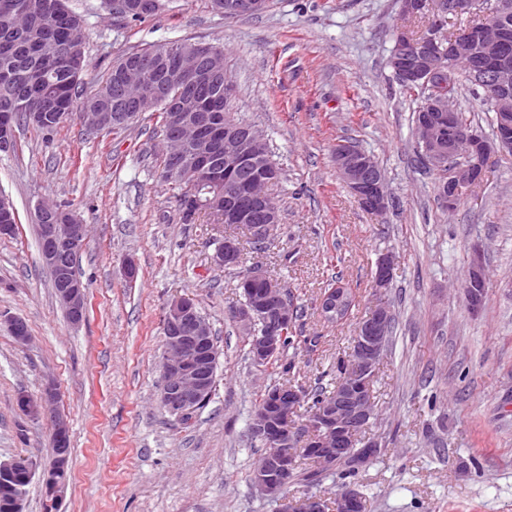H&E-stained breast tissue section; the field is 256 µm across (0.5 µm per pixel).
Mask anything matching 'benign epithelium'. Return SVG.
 Listing matches in <instances>:
<instances>
[{
  "label": "benign epithelium",
  "instance_id": "obj_1",
  "mask_svg": "<svg viewBox=\"0 0 512 512\" xmlns=\"http://www.w3.org/2000/svg\"><path fill=\"white\" fill-rule=\"evenodd\" d=\"M479 7L480 0H400L403 18L423 14L433 19V24L418 37L406 27L400 29L391 64L401 81L422 85L451 81L459 76L451 64L458 59L472 58L474 42L481 41L485 47L484 56L466 77L477 85L489 83L495 89L498 130L494 142L473 127L460 132L456 122L457 100L453 97L440 98L431 104L434 111L448 113V123L416 125L418 140L441 175L438 200L446 210L454 209L463 190L481 178L491 145L512 152V55L507 51L512 30L507 24L499 23L475 36L466 33L453 38L447 37L443 30L445 15L472 14ZM195 63L207 81L220 83L225 79L221 58L211 56L203 61L197 57ZM138 73L139 65L135 64L119 81V104L124 107L141 105L139 92L132 90ZM258 133L257 128L240 124L225 127L206 113H197L190 118L183 112L174 111L170 113L163 139L180 137L205 144L190 163L179 153L168 157L169 175L184 181L193 182L212 170L214 147L222 144L234 150L239 164L225 169V192L205 201L191 196L187 206L209 215L218 231L240 226L250 237L266 242L273 236L279 217L268 209L258 185L269 187L274 182V175L261 182L241 164L255 146ZM14 136L15 126L9 116L0 115V149L9 148ZM336 169L363 210L376 213L387 207L386 179L370 155L348 144L336 152ZM35 216L42 243L41 259L54 274L57 301L69 315V322L79 325L86 319V291L82 279L74 274V265L86 242L87 225L81 223L73 211L49 201L37 205ZM12 217L10 202L0 199L1 235L12 233ZM240 260L237 237L228 232L220 235L212 255L214 265L236 266ZM393 269L394 259L387 254L379 261L374 274L376 290L388 285ZM237 288L247 297V304L237 310L236 320L251 333L249 355L254 365L262 368L282 351L288 330L294 323L295 304L286 297L284 289L258 267L252 268ZM463 291L468 308L479 310L487 292V280L480 261L470 264ZM352 303V296L345 289L331 290L320 303V314L324 321L335 323L348 315ZM389 326L390 311L384 305L375 306L358 323L348 374L336 388L333 399L321 404L302 423L294 421L300 393L290 386L267 388L264 405L253 417L250 432L253 438L264 441L268 447V462L253 470L251 482L267 497L280 503L279 512H364L362 495L350 486L338 493L334 506L317 494L288 502L283 499V492L291 483L298 455L307 453L322 467L334 469L339 460L351 453L350 434L366 428L374 418L372 384L376 366L385 351ZM5 327L18 342L29 340L24 320L9 317ZM164 327L166 342L160 400L170 414L186 417L212 397L219 350L212 344L209 322L199 313L191 297H178L167 303ZM55 398V389L50 386L38 401L20 395L19 404L40 414ZM53 424L56 468L65 470L69 466L68 423L55 415ZM35 469L36 464L29 460L0 461V480L7 484L18 472L24 470L32 475Z\"/></svg>",
  "mask_w": 512,
  "mask_h": 512
}]
</instances>
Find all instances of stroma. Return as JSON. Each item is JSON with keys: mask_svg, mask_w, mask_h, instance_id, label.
I'll return each mask as SVG.
<instances>
[{"mask_svg": "<svg viewBox=\"0 0 512 512\" xmlns=\"http://www.w3.org/2000/svg\"><path fill=\"white\" fill-rule=\"evenodd\" d=\"M83 18L101 77L121 55L188 39L223 43L236 113L266 135L282 180L276 236L243 254L291 290L309 344L294 351L298 381H331L358 323L379 304L395 316L376 371L370 438L382 454L355 489L365 512H512V153L495 151L455 211L441 208L436 177L417 161L413 96L387 60L400 0H270L251 17L213 14L207 0H163L157 15L128 22L107 0H69ZM353 142L385 173L389 203L365 212L340 180L336 147ZM161 136L143 117L116 135L81 119L43 137L17 132L0 152V197L17 212L0 235V316L25 320L27 344L0 323V460L37 464L24 512H43L52 459L51 416H32L19 394L58 393L70 429V477L57 512H276L250 481L261 446L249 431L255 403L276 380L246 358L234 311L235 275L215 266L210 217L179 220L158 175ZM68 205L89 226L77 271L87 317L70 324L41 260L35 207ZM480 249L488 294L471 313L460 285ZM394 259L376 291L381 254ZM133 259L135 280L123 273ZM352 288L347 320L324 323L327 284ZM195 299L220 351L209 404L182 423L160 404L162 316L168 301Z\"/></svg>", "mask_w": 512, "mask_h": 512, "instance_id": "1", "label": "stroma"}]
</instances>
